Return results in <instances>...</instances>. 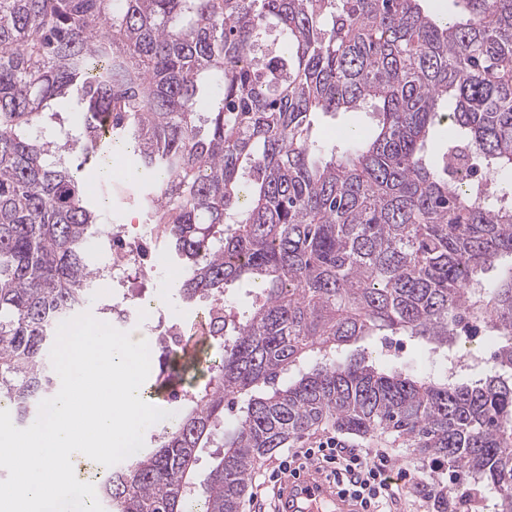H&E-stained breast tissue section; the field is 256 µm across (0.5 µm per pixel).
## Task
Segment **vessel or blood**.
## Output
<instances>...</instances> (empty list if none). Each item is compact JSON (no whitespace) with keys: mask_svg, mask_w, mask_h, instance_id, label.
<instances>
[{"mask_svg":"<svg viewBox=\"0 0 512 512\" xmlns=\"http://www.w3.org/2000/svg\"><path fill=\"white\" fill-rule=\"evenodd\" d=\"M282 512H360L357 498L316 467L283 481L278 492Z\"/></svg>","mask_w":512,"mask_h":512,"instance_id":"vessel-or-blood-1","label":"vessel or blood"}]
</instances>
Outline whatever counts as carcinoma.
<instances>
[{
	"instance_id": "obj_1",
	"label": "carcinoma",
	"mask_w": 512,
	"mask_h": 512,
	"mask_svg": "<svg viewBox=\"0 0 512 512\" xmlns=\"http://www.w3.org/2000/svg\"><path fill=\"white\" fill-rule=\"evenodd\" d=\"M421 2L0 0V400L16 426L56 391L55 321L94 298L84 166L137 157L181 299L256 289L219 360L184 363L209 375L197 400L109 471L107 512H240L261 461L323 423L392 433L512 512V265L477 279L512 262V0H455L450 20ZM368 107L372 135L323 158L313 117ZM462 313L493 347L471 382L336 357L382 332L446 355ZM422 490L448 512L447 484Z\"/></svg>"
}]
</instances>
